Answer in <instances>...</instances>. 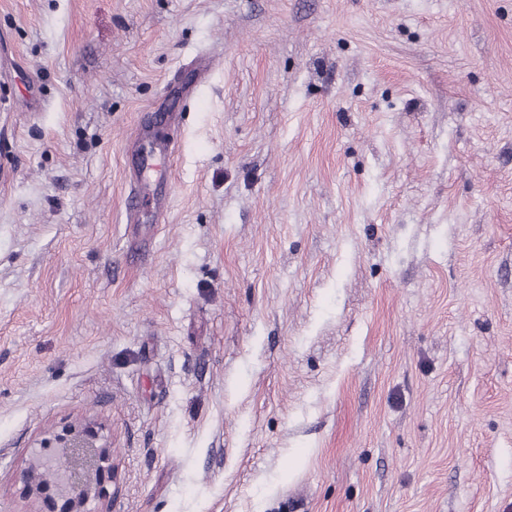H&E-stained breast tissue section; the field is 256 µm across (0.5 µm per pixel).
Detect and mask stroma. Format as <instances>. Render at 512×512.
Listing matches in <instances>:
<instances>
[{
	"mask_svg": "<svg viewBox=\"0 0 512 512\" xmlns=\"http://www.w3.org/2000/svg\"><path fill=\"white\" fill-rule=\"evenodd\" d=\"M78 417L112 512H512V0H0V512ZM155 147L150 152L135 153L132 169L131 192L126 198V212L128 217L138 214L140 203L145 195L151 194L160 205L168 194L169 180L167 172L160 168L158 158L170 157L173 147L164 140L154 142Z\"/></svg>",
	"mask_w": 512,
	"mask_h": 512,
	"instance_id": "1",
	"label": "stroma"
}]
</instances>
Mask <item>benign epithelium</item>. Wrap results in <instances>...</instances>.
Segmentation results:
<instances>
[{
  "mask_svg": "<svg viewBox=\"0 0 512 512\" xmlns=\"http://www.w3.org/2000/svg\"><path fill=\"white\" fill-rule=\"evenodd\" d=\"M113 479L111 446L87 424L40 443L14 473L32 502L28 512H112Z\"/></svg>",
  "mask_w": 512,
  "mask_h": 512,
  "instance_id": "obj_1",
  "label": "benign epithelium"
}]
</instances>
